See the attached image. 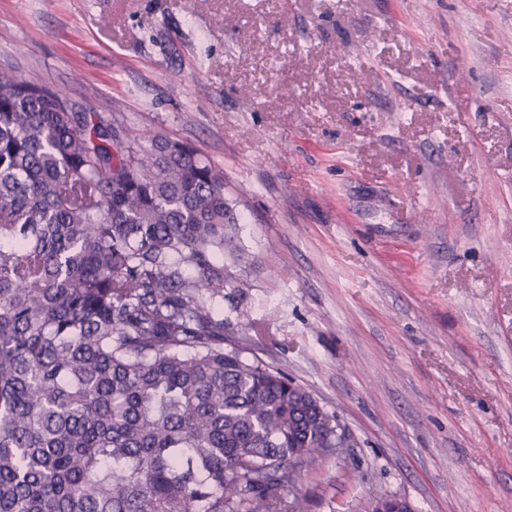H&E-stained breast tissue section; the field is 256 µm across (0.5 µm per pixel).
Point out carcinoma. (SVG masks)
<instances>
[{
    "mask_svg": "<svg viewBox=\"0 0 512 512\" xmlns=\"http://www.w3.org/2000/svg\"><path fill=\"white\" fill-rule=\"evenodd\" d=\"M224 177L0 68V512H303L345 429L224 347Z\"/></svg>",
    "mask_w": 512,
    "mask_h": 512,
    "instance_id": "1",
    "label": "carcinoma"
}]
</instances>
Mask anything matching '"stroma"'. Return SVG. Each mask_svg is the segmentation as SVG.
<instances>
[{
  "mask_svg": "<svg viewBox=\"0 0 512 512\" xmlns=\"http://www.w3.org/2000/svg\"><path fill=\"white\" fill-rule=\"evenodd\" d=\"M0 67L223 172L224 345L350 436L308 512H512V0H0Z\"/></svg>",
  "mask_w": 512,
  "mask_h": 512,
  "instance_id": "35a3bbf8",
  "label": "stroma"
}]
</instances>
